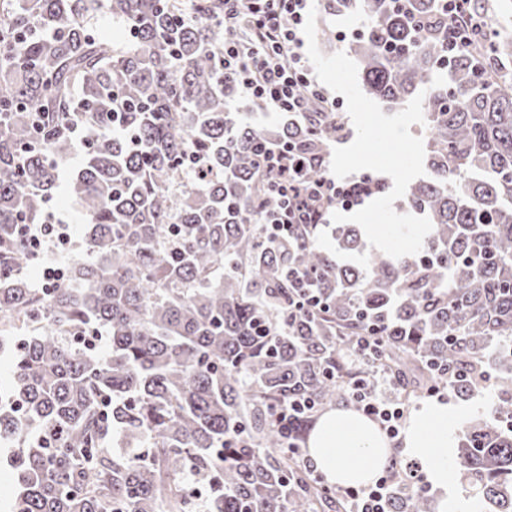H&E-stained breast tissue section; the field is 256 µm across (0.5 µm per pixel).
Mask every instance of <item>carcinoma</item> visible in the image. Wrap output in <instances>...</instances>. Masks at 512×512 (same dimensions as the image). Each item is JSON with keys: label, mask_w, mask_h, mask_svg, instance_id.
Segmentation results:
<instances>
[{"label": "carcinoma", "mask_w": 512, "mask_h": 512, "mask_svg": "<svg viewBox=\"0 0 512 512\" xmlns=\"http://www.w3.org/2000/svg\"><path fill=\"white\" fill-rule=\"evenodd\" d=\"M481 37L448 59L442 0H327L361 12L351 47L368 91L397 111L424 93L427 175L405 203L428 217L416 255L357 266L354 224L336 249L322 224L290 240L262 229L277 207L258 148L322 156L344 134L332 112L267 128L227 101L224 0H0V343L13 378L0 386V440L35 429L9 461L8 512H348L303 461L310 420L283 436L276 413L296 397L323 411L379 372L399 392L441 382L493 404L462 430L453 465L484 512H512V34L475 4ZM122 23L117 45L91 25ZM64 183L91 259L53 288H32L18 224L43 223ZM110 126L118 133L101 136ZM198 158L206 177L185 172ZM322 307L301 313L288 270ZM380 327L374 353L355 341ZM102 329L106 355L77 337ZM448 374L440 376L435 363ZM120 435L125 451L107 447ZM428 486H399L390 512H435Z\"/></svg>", "instance_id": "obj_1"}]
</instances>
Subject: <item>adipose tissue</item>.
<instances>
[{
    "label": "adipose tissue",
    "instance_id": "adipose-tissue-1",
    "mask_svg": "<svg viewBox=\"0 0 512 512\" xmlns=\"http://www.w3.org/2000/svg\"><path fill=\"white\" fill-rule=\"evenodd\" d=\"M461 425V413L448 404H421L411 412L397 451L375 422L353 408L330 409L320 417L307 447L326 480L338 485H368L401 453L415 459L428 481L445 492L458 481L447 451L454 448Z\"/></svg>",
    "mask_w": 512,
    "mask_h": 512
}]
</instances>
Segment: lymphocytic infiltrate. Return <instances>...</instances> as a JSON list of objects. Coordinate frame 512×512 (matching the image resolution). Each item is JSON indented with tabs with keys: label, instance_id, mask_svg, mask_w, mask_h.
Returning a JSON list of instances; mask_svg holds the SVG:
<instances>
[{
	"label": "lymphocytic infiltrate",
	"instance_id": "1",
	"mask_svg": "<svg viewBox=\"0 0 512 512\" xmlns=\"http://www.w3.org/2000/svg\"><path fill=\"white\" fill-rule=\"evenodd\" d=\"M444 2L451 23L449 50L471 45L478 28L473 0ZM307 7L308 0H224V75L260 111L300 116L307 112H335L340 107L298 53ZM308 165V159L291 148L269 150L263 157L268 189L279 201L264 224L272 240L294 236L300 226L323 223L335 205H360L363 192L373 181L367 173L357 180L340 179L328 171L310 179L305 175ZM18 233L42 267V287L59 284L65 271L58 260L71 247L63 221L51 218L43 224H22ZM353 397L359 409L378 421L392 441H399L404 407L379 396L372 385H354ZM422 481L414 465L390 469L367 488L348 490L352 512H387L396 484L413 486Z\"/></svg>",
	"mask_w": 512,
	"mask_h": 512
}]
</instances>
